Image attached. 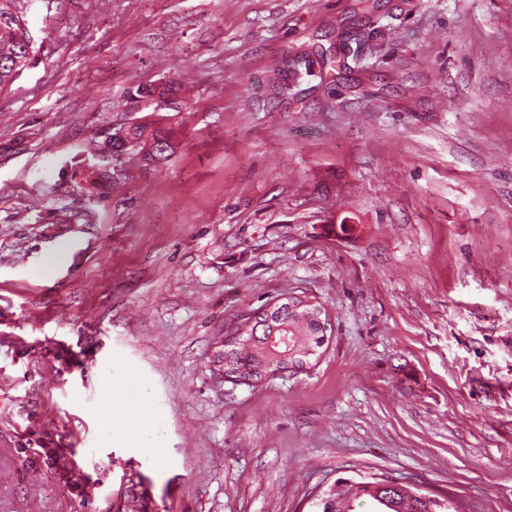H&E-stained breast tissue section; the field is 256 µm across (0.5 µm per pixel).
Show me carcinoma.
<instances>
[{"mask_svg":"<svg viewBox=\"0 0 512 512\" xmlns=\"http://www.w3.org/2000/svg\"><path fill=\"white\" fill-rule=\"evenodd\" d=\"M33 41L28 33L18 0H0V89L11 84L33 62ZM132 146L140 149L148 164L163 161L172 150L173 129L161 127L143 116L129 132ZM224 335V367L233 370L253 369L277 357L297 358L314 354L322 346L323 336L309 309L284 314L275 326L265 325L251 317L241 318L227 327ZM279 339V345L268 346V338ZM391 477L384 474L370 480L345 479V487L329 494H318L313 512H459L451 498H436L414 492L407 484L386 488Z\"/></svg>","mask_w":512,"mask_h":512,"instance_id":"obj_1","label":"carcinoma"}]
</instances>
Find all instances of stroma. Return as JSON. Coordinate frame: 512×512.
<instances>
[{
  "label": "stroma",
  "mask_w": 512,
  "mask_h": 512,
  "mask_svg": "<svg viewBox=\"0 0 512 512\" xmlns=\"http://www.w3.org/2000/svg\"><path fill=\"white\" fill-rule=\"evenodd\" d=\"M23 5L0 512H312L363 474L512 512V0ZM171 81L172 156L94 158L129 91ZM291 293L331 317L316 364L217 379L215 339ZM117 372L158 450L106 443Z\"/></svg>",
  "instance_id": "35a3bbf8"
}]
</instances>
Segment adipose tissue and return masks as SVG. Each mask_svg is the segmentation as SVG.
<instances>
[{
	"mask_svg": "<svg viewBox=\"0 0 512 512\" xmlns=\"http://www.w3.org/2000/svg\"><path fill=\"white\" fill-rule=\"evenodd\" d=\"M112 382L121 398L118 412L126 422V433L132 447H157L164 428L162 415L148 404L134 378L117 374Z\"/></svg>",
	"mask_w": 512,
	"mask_h": 512,
	"instance_id": "obj_1",
	"label": "adipose tissue"
}]
</instances>
